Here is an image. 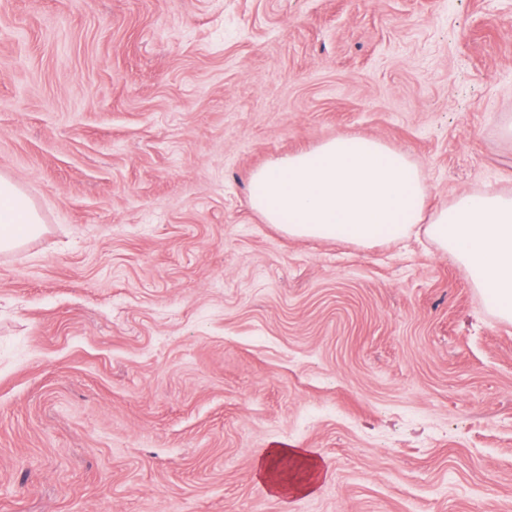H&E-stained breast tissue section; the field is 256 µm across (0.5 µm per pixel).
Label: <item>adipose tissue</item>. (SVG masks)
<instances>
[{
  "instance_id": "1",
  "label": "adipose tissue",
  "mask_w": 512,
  "mask_h": 512,
  "mask_svg": "<svg viewBox=\"0 0 512 512\" xmlns=\"http://www.w3.org/2000/svg\"><path fill=\"white\" fill-rule=\"evenodd\" d=\"M263 195L252 206L269 224L294 238L341 239L366 245L381 231L403 238L417 224L466 269L472 284L512 320V197L461 193L447 207L424 215L427 187L417 164L380 140L342 133L308 151L257 169ZM42 231L39 216L8 178L0 177V252ZM327 475L323 460L305 448L264 449L255 479L266 494L317 492Z\"/></svg>"
}]
</instances>
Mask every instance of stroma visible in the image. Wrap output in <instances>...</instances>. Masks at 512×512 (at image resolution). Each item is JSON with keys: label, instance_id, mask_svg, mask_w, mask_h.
<instances>
[{"label": "stroma", "instance_id": "stroma-1", "mask_svg": "<svg viewBox=\"0 0 512 512\" xmlns=\"http://www.w3.org/2000/svg\"><path fill=\"white\" fill-rule=\"evenodd\" d=\"M512 0H0V512H512V321L432 240L251 175L350 132L512 195ZM314 449L318 491L255 482ZM42 231L39 216L8 178L0 177V252L11 251ZM296 463L302 471L297 480H285L282 464ZM327 476L323 460L305 448H288L276 445L265 448L255 466V479L266 494L282 497L309 495L317 492Z\"/></svg>", "mask_w": 512, "mask_h": 512}]
</instances>
